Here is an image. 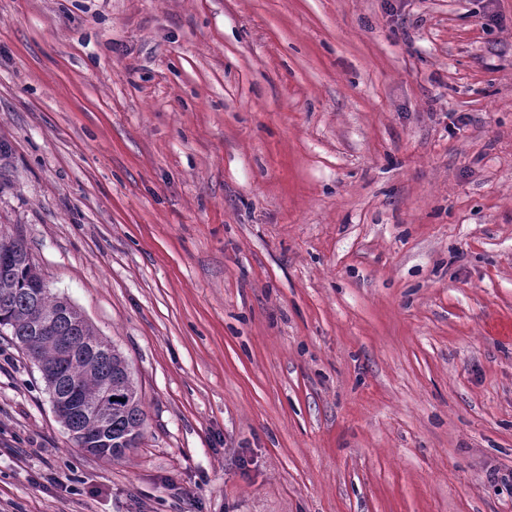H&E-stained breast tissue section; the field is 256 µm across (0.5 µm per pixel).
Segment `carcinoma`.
<instances>
[{
  "label": "carcinoma",
  "instance_id": "1",
  "mask_svg": "<svg viewBox=\"0 0 512 512\" xmlns=\"http://www.w3.org/2000/svg\"><path fill=\"white\" fill-rule=\"evenodd\" d=\"M38 281L39 270L32 263L24 240L0 235V333L6 332L24 351L40 355L41 378L52 395L55 352L39 337L32 317L57 312L60 298L49 289L38 287ZM53 326L59 334L72 337L80 348L91 350L97 341V333L89 323L79 328L72 318L58 315ZM109 372L112 380L122 386L123 401L112 402V447L105 457L119 459L137 445L145 423L142 398L126 359L115 350L110 357L98 356L90 366L79 360L69 367L70 376L78 381L84 398L93 405L100 402L99 378Z\"/></svg>",
  "mask_w": 512,
  "mask_h": 512
}]
</instances>
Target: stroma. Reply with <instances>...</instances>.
I'll list each match as a JSON object with an SVG mask.
<instances>
[{
	"label": "stroma",
	"instance_id": "stroma-1",
	"mask_svg": "<svg viewBox=\"0 0 512 512\" xmlns=\"http://www.w3.org/2000/svg\"><path fill=\"white\" fill-rule=\"evenodd\" d=\"M0 229L146 414L0 335V512H512V0H0ZM96 352L112 355V358L99 355L91 366H87L80 360L76 361L69 367L70 376L78 381L84 398L90 404L96 405L100 402V389L101 396L111 401L112 393L114 395L118 392V388L112 384V380L122 386L120 398L125 399V402L111 401L112 406L108 410H94L85 403L79 386L70 381L65 395L57 396L52 407L57 417L64 423L62 425H65L70 439L82 444H84L85 437L98 436L100 428L95 422L84 421L77 416L71 421V424L80 426L85 434V437H82L80 429L67 424L71 416L78 414L84 418L97 420L105 434L112 420V439H110L112 447H109L107 454L91 456L120 459L125 455L126 450L137 445L142 436L145 423L142 398L124 356L117 349L112 352V344L103 338L96 346L94 353ZM107 373L110 374L102 377L99 389V378Z\"/></svg>",
	"mask_w": 512,
	"mask_h": 512
}]
</instances>
